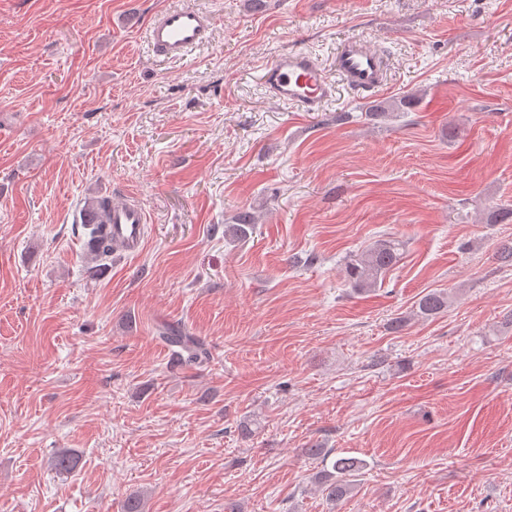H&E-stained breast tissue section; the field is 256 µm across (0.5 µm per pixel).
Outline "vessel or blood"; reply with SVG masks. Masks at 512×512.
Masks as SVG:
<instances>
[{
    "instance_id": "vessel-or-blood-1",
    "label": "vessel or blood",
    "mask_w": 512,
    "mask_h": 512,
    "mask_svg": "<svg viewBox=\"0 0 512 512\" xmlns=\"http://www.w3.org/2000/svg\"><path fill=\"white\" fill-rule=\"evenodd\" d=\"M212 19L195 6L163 9L146 26L149 51L163 62L181 61L209 43ZM336 70L353 87L370 90L380 85L383 66L379 54L360 41L344 42L336 54ZM261 84L280 103L317 111L328 100L331 86L318 61L304 51L282 54L262 68ZM148 222L143 207L132 197L111 203L110 229L116 251L135 255L145 245Z\"/></svg>"
}]
</instances>
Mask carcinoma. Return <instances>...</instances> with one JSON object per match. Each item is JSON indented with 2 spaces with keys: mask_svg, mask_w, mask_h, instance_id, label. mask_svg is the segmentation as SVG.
<instances>
[{
  "mask_svg": "<svg viewBox=\"0 0 512 512\" xmlns=\"http://www.w3.org/2000/svg\"><path fill=\"white\" fill-rule=\"evenodd\" d=\"M417 97L412 95L399 100H381L365 109V117L373 121H386L393 113L402 112L415 105ZM256 220L247 211L235 217V223L224 225V238L242 241L249 237ZM86 236L97 250L95 257L103 260L111 256V235L107 225L85 228ZM405 248L404 241L395 236H384L360 253L353 256L345 266V277L356 294L375 291L386 274L399 262ZM448 309V293L445 291H429L424 293L416 304L415 314L424 317H435ZM161 338L171 346L180 348L178 363L181 365L201 366L209 360L207 345L192 336L184 328L166 325L160 331ZM78 454L62 451L52 460L54 469L60 473L74 472L80 465ZM366 467V461L357 457L336 458L332 470L324 471L321 483L324 484L326 497L331 502H338L348 495L355 486V480Z\"/></svg>",
  "mask_w": 512,
  "mask_h": 512,
  "instance_id": "1",
  "label": "carcinoma"
}]
</instances>
